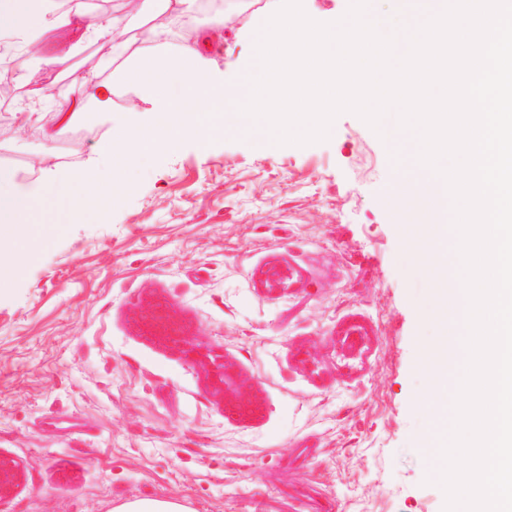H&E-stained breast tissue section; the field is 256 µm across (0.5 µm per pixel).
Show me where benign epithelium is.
<instances>
[{
    "label": "benign epithelium",
    "instance_id": "7a95c632",
    "mask_svg": "<svg viewBox=\"0 0 512 512\" xmlns=\"http://www.w3.org/2000/svg\"><path fill=\"white\" fill-rule=\"evenodd\" d=\"M148 326L159 334L171 347L189 357L198 356V361L208 368L214 379L215 393L223 394L224 411L240 418H249L256 412L251 400L239 391L235 377L229 373L226 364L220 361V355L209 350L201 353L187 340L181 328L163 309H153L147 316ZM352 332H345L338 340L339 349L345 351L350 359L358 358L366 349L370 338L359 335L351 338ZM20 470L16 460L0 454V501L11 497L19 486Z\"/></svg>",
    "mask_w": 512,
    "mask_h": 512
}]
</instances>
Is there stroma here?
I'll use <instances>...</instances> for the list:
<instances>
[{
	"instance_id": "stroma-1",
	"label": "stroma",
	"mask_w": 512,
	"mask_h": 512,
	"mask_svg": "<svg viewBox=\"0 0 512 512\" xmlns=\"http://www.w3.org/2000/svg\"><path fill=\"white\" fill-rule=\"evenodd\" d=\"M271 4L224 0L226 41L209 57L225 87L255 66ZM78 39L48 29L42 53L71 54L69 68L16 69L0 104V163L22 179L49 146L94 158L107 129L91 96L67 128L38 99L77 74L111 79L105 47L75 54ZM32 110L38 122L18 133L17 113ZM387 128L379 137L343 113L327 141L270 147L228 126L159 150L107 219L37 207L40 234L0 287V454L22 470L0 512H110L139 498L191 512H443L417 358L445 329L424 310L427 280L388 206L419 170L413 137ZM272 267L292 278L270 294L258 277ZM158 304L223 355L255 417L226 416L205 369L148 334ZM352 326L370 344L346 360L337 338Z\"/></svg>"
}]
</instances>
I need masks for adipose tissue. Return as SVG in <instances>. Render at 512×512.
<instances>
[{
	"label": "adipose tissue",
	"mask_w": 512,
	"mask_h": 512,
	"mask_svg": "<svg viewBox=\"0 0 512 512\" xmlns=\"http://www.w3.org/2000/svg\"><path fill=\"white\" fill-rule=\"evenodd\" d=\"M70 26L82 30L87 42L102 43L110 56L121 57L109 82L79 75L75 81L85 87L99 111L112 114L104 133L98 159L77 168L53 163L45 165L36 181L20 187L14 169L0 166V243L12 244L11 254L0 260V285L13 269L25 261L18 245L36 229L29 222L36 206L49 200L65 204L69 216L92 207L108 216L134 189L130 171L151 158L158 148L176 150L188 137L207 142L224 131V107L229 100L243 99L247 88H224L210 70L208 48L223 39V27L199 26L192 40L171 47L173 32L149 28L136 52H128L123 17L101 16L85 22L82 9L58 12L54 0H0V34L7 36L10 50L22 65L46 68L65 65L66 57L41 54L38 44L51 27ZM132 89L139 102L125 111L114 112L116 87ZM390 208L403 219L401 248L427 274L430 288L425 309L440 323H451L456 334L463 331V295L448 281L459 264L448 252V201L442 182L430 171H422L413 182L393 192ZM464 353L458 341H440L419 348L417 364L428 378L423 403L429 413V445H447L448 395L455 390V364Z\"/></svg>",
	"instance_id": "obj_1"
}]
</instances>
